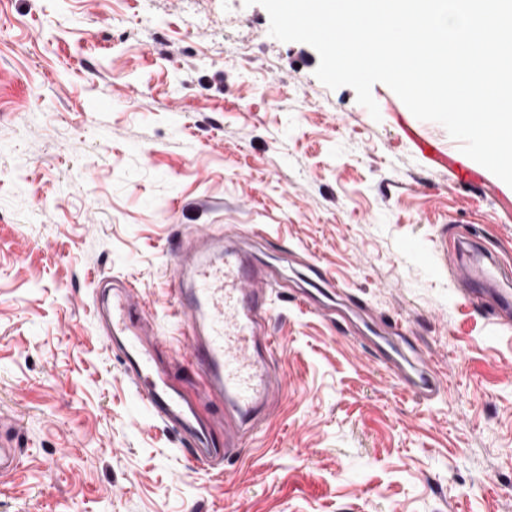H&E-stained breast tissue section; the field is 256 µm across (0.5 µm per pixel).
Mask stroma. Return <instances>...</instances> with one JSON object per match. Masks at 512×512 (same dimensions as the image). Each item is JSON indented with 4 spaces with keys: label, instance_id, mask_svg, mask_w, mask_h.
<instances>
[{
    "label": "stroma",
    "instance_id": "1",
    "mask_svg": "<svg viewBox=\"0 0 512 512\" xmlns=\"http://www.w3.org/2000/svg\"><path fill=\"white\" fill-rule=\"evenodd\" d=\"M244 0H0V512H512V330L430 262L466 229L512 261V187L461 180L445 128L385 84L372 118L316 50ZM227 232L278 282L267 362L288 380L222 468L151 417L101 340L93 278L126 277L178 356L174 259ZM346 282L447 381L418 404L314 295ZM20 469V457L17 448L10 441L0 437V480L12 478Z\"/></svg>",
    "mask_w": 512,
    "mask_h": 512
}]
</instances>
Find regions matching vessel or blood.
<instances>
[{
  "label": "vessel or blood",
  "mask_w": 512,
  "mask_h": 512,
  "mask_svg": "<svg viewBox=\"0 0 512 512\" xmlns=\"http://www.w3.org/2000/svg\"><path fill=\"white\" fill-rule=\"evenodd\" d=\"M481 266L458 263L453 274L460 296L493 308L499 329L512 328V271L493 254ZM173 306L183 330L180 352L204 380L202 390L187 398L172 389L154 368L160 344L144 319L146 306L134 283L102 290L95 307L109 346L125 354L126 376L139 401L163 423L188 437L191 455L209 463L214 450L209 431L196 414L197 402H216L224 409V444L233 448L258 414L284 396L288 381L264 364L261 350L277 341L267 329L275 281L265 270L233 249H223L209 231L192 235L176 259ZM383 364L396 385L419 401L435 399L445 386L439 368L421 354L405 358L383 352ZM20 469V457L10 441L0 437V480Z\"/></svg>",
  "instance_id": "1"
}]
</instances>
